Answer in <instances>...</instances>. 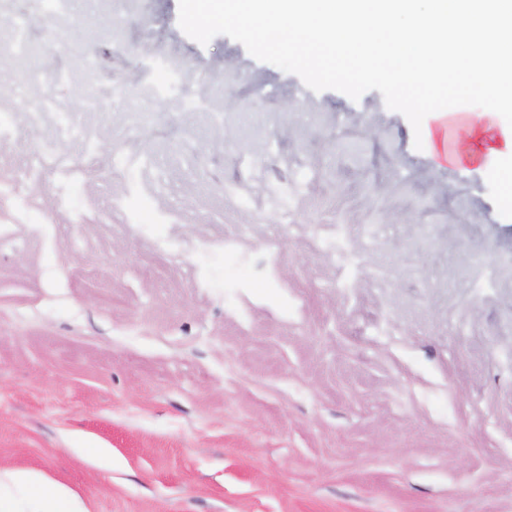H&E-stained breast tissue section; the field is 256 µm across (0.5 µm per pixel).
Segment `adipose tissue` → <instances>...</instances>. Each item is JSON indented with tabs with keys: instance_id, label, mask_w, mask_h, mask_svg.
Returning a JSON list of instances; mask_svg holds the SVG:
<instances>
[{
	"instance_id": "obj_1",
	"label": "adipose tissue",
	"mask_w": 512,
	"mask_h": 512,
	"mask_svg": "<svg viewBox=\"0 0 512 512\" xmlns=\"http://www.w3.org/2000/svg\"><path fill=\"white\" fill-rule=\"evenodd\" d=\"M183 14L201 35L234 25L316 79L384 85L395 105L432 115L425 141L433 151L446 141L449 164L496 158L512 208V0H183ZM469 97L483 100L481 112H458ZM0 512L89 510L39 472L0 467Z\"/></svg>"
}]
</instances>
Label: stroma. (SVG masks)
<instances>
[{
	"label": "stroma",
	"mask_w": 512,
	"mask_h": 512,
	"mask_svg": "<svg viewBox=\"0 0 512 512\" xmlns=\"http://www.w3.org/2000/svg\"><path fill=\"white\" fill-rule=\"evenodd\" d=\"M49 4L0 0L42 18L38 76L0 48V466L91 512H512L496 159L182 0Z\"/></svg>",
	"instance_id": "35a3bbf8"
}]
</instances>
